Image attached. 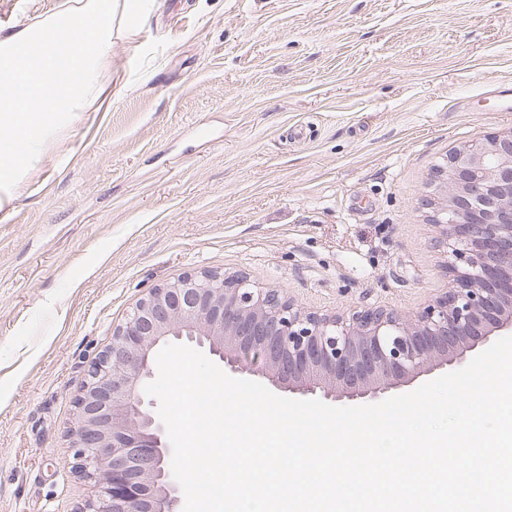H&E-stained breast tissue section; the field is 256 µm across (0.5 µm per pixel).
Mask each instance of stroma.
<instances>
[{
  "label": "stroma",
  "instance_id": "obj_1",
  "mask_svg": "<svg viewBox=\"0 0 512 512\" xmlns=\"http://www.w3.org/2000/svg\"><path fill=\"white\" fill-rule=\"evenodd\" d=\"M61 0H0V28ZM107 111L0 211V512H78L74 401L149 288L244 272L305 309L444 288L421 205L512 128V0H149Z\"/></svg>",
  "mask_w": 512,
  "mask_h": 512
}]
</instances>
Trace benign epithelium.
Here are the masks:
<instances>
[{
	"instance_id": "obj_1",
	"label": "benign epithelium",
	"mask_w": 512,
	"mask_h": 512,
	"mask_svg": "<svg viewBox=\"0 0 512 512\" xmlns=\"http://www.w3.org/2000/svg\"><path fill=\"white\" fill-rule=\"evenodd\" d=\"M423 205L447 245L448 286L411 315L307 312L244 272L185 273L149 289L75 399L72 472L93 487L78 512H179L172 448L144 391L173 339L206 349L232 377L335 403L377 401L512 333V129L445 156Z\"/></svg>"
}]
</instances>
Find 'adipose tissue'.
I'll return each mask as SVG.
<instances>
[{
  "instance_id": "1",
  "label": "adipose tissue",
  "mask_w": 512,
  "mask_h": 512,
  "mask_svg": "<svg viewBox=\"0 0 512 512\" xmlns=\"http://www.w3.org/2000/svg\"><path fill=\"white\" fill-rule=\"evenodd\" d=\"M140 0H64L0 31V210L19 197L56 136L112 95V37L134 35Z\"/></svg>"
}]
</instances>
